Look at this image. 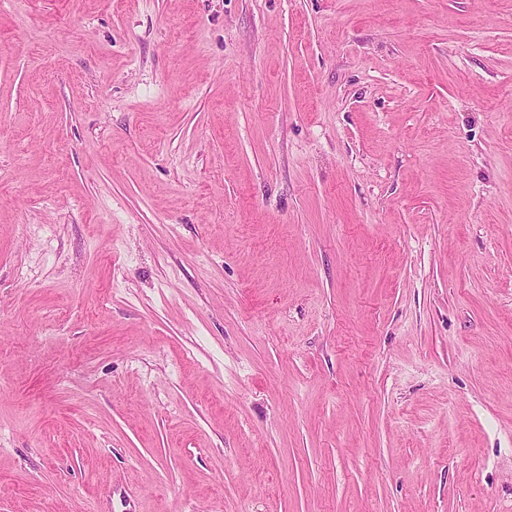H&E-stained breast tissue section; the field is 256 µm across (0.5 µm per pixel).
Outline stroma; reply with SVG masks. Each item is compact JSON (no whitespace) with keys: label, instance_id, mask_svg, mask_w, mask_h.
<instances>
[{"label":"stroma","instance_id":"obj_1","mask_svg":"<svg viewBox=\"0 0 512 512\" xmlns=\"http://www.w3.org/2000/svg\"><path fill=\"white\" fill-rule=\"evenodd\" d=\"M0 512H512V0H0Z\"/></svg>","mask_w":512,"mask_h":512}]
</instances>
